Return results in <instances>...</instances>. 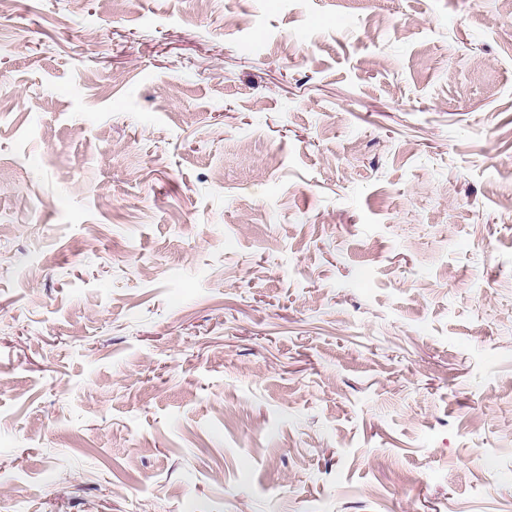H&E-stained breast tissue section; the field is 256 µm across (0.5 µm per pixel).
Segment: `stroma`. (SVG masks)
Segmentation results:
<instances>
[{
    "mask_svg": "<svg viewBox=\"0 0 512 512\" xmlns=\"http://www.w3.org/2000/svg\"><path fill=\"white\" fill-rule=\"evenodd\" d=\"M0 512H512V0H7Z\"/></svg>",
    "mask_w": 512,
    "mask_h": 512,
    "instance_id": "1",
    "label": "stroma"
}]
</instances>
